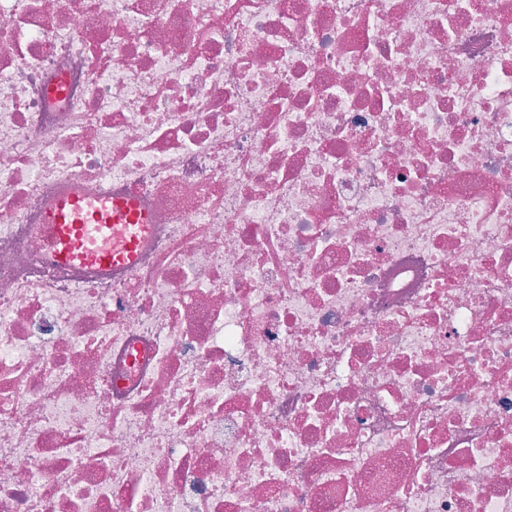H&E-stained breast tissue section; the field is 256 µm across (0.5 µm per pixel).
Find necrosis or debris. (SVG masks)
Segmentation results:
<instances>
[{
  "label": "necrosis or debris",
  "instance_id": "obj_1",
  "mask_svg": "<svg viewBox=\"0 0 512 512\" xmlns=\"http://www.w3.org/2000/svg\"><path fill=\"white\" fill-rule=\"evenodd\" d=\"M0 512H512V0H0ZM83 205L80 194L70 193L60 197L51 212L50 223L54 234V248L51 259L59 264L73 261L80 254H87L93 264L105 266L112 264V252L88 253L86 243L93 238H106L112 228L108 224H72L75 212ZM117 224H144V216L138 208L137 202L129 199L122 202H105Z\"/></svg>",
  "mask_w": 512,
  "mask_h": 512
}]
</instances>
